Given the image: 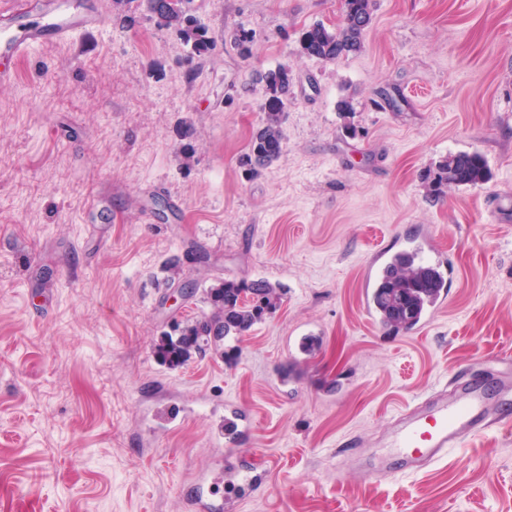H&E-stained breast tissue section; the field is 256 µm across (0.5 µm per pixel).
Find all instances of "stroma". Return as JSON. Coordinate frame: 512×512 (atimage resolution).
I'll list each match as a JSON object with an SVG mask.
<instances>
[{"instance_id":"obj_1","label":"stroma","mask_w":512,"mask_h":512,"mask_svg":"<svg viewBox=\"0 0 512 512\" xmlns=\"http://www.w3.org/2000/svg\"><path fill=\"white\" fill-rule=\"evenodd\" d=\"M62 2L98 26L0 83V512H512V423L379 471L418 399L512 352V0H374L333 63L297 37L343 0H193L215 42L196 59L138 0ZM280 64L285 148L254 175ZM458 152L489 179L430 201L422 172ZM404 239L456 279L392 332L370 273ZM259 278L287 293L235 356L157 360L171 319L210 313L205 288ZM264 83L267 106L261 126L253 133L248 152L242 158V164L252 173H259L262 169L276 161L284 150V122L283 109L292 97L294 77L287 65H278L261 74Z\"/></svg>"}]
</instances>
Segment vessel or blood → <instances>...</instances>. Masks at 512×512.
<instances>
[{"label":"vessel or blood","mask_w":512,"mask_h":512,"mask_svg":"<svg viewBox=\"0 0 512 512\" xmlns=\"http://www.w3.org/2000/svg\"><path fill=\"white\" fill-rule=\"evenodd\" d=\"M44 22L20 20L15 30L0 36V60L18 61L45 41L67 40L78 29L96 24L94 12L63 15L55 0L43 6ZM496 391L489 380L459 382L452 396H439L414 404L391 435L392 473L420 469L444 457L466 440L482 437L493 425L512 420L506 413L491 414Z\"/></svg>","instance_id":"vessel-or-blood-1"}]
</instances>
